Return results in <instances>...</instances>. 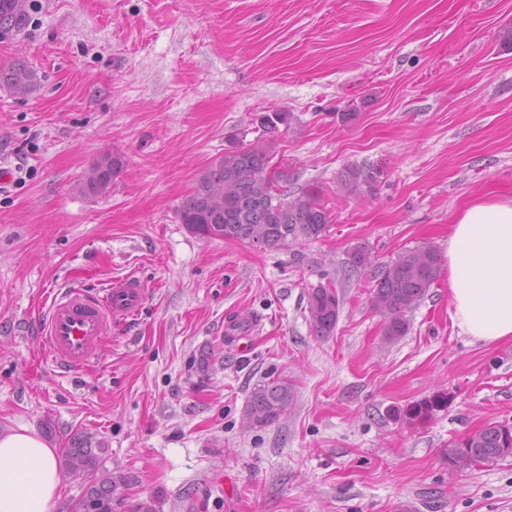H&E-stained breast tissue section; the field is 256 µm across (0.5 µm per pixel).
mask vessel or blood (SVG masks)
Listing matches in <instances>:
<instances>
[{"instance_id": "obj_1", "label": "vessel or blood", "mask_w": 512, "mask_h": 512, "mask_svg": "<svg viewBox=\"0 0 512 512\" xmlns=\"http://www.w3.org/2000/svg\"><path fill=\"white\" fill-rule=\"evenodd\" d=\"M146 300L134 276L114 280L92 292L68 287L57 290L43 313L44 349L53 368L75 377L102 362L100 350L115 323L137 315Z\"/></svg>"}]
</instances>
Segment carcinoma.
Segmentation results:
<instances>
[{"label":"carcinoma","instance_id":"1","mask_svg":"<svg viewBox=\"0 0 512 512\" xmlns=\"http://www.w3.org/2000/svg\"><path fill=\"white\" fill-rule=\"evenodd\" d=\"M0 0V30L8 31L22 25L25 0H12L6 9ZM15 93L28 94L36 82V74L16 65L0 72ZM293 116L274 112L263 117L262 127L269 134L279 131V125L291 127ZM271 143H244L233 139L224 156L211 163L199 176L192 193L177 209L180 223L193 235L207 240H233L256 243L268 251H279L302 240H314L328 231L330 214L319 201V192L308 189L288 199L282 183L288 173L275 171L272 165ZM123 167L122 159L107 154L98 159L93 174L79 190L94 197L107 194L112 180ZM372 176L364 169L348 165L339 175L340 190L348 195H360L371 187ZM347 265L357 272L372 265L364 248L349 253ZM441 269V256L432 246L406 250L398 257L378 266L374 275V299L386 316L384 335L394 341L405 335L409 324L405 313L415 307L436 282ZM308 313L314 331L328 336L336 328L340 313V297L333 287L320 286L308 296ZM295 400L293 384L277 378L256 385L246 403V414L253 428L262 430L288 413ZM449 396L438 391L404 408L390 409V416L410 424L432 418L435 411L448 405ZM512 431L504 425L489 423L463 442L448 445V458H453L466 445L468 454L460 468L477 462L507 457L504 436ZM105 446L94 435L77 434L61 452L63 470L73 477L92 476L83 494L72 504L71 512H114L119 501L117 491L132 481V476L114 473L103 464Z\"/></svg>","mask_w":512,"mask_h":512}]
</instances>
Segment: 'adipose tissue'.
I'll return each mask as SVG.
<instances>
[{"mask_svg":"<svg viewBox=\"0 0 512 512\" xmlns=\"http://www.w3.org/2000/svg\"><path fill=\"white\" fill-rule=\"evenodd\" d=\"M450 317L484 344L512 341V199L459 208L448 235ZM62 477L54 449L19 430L0 435V512H52Z\"/></svg>","mask_w":512,"mask_h":512,"instance_id":"obj_1","label":"adipose tissue"}]
</instances>
